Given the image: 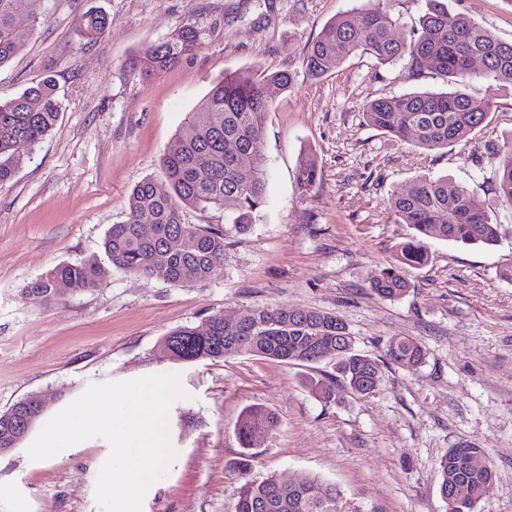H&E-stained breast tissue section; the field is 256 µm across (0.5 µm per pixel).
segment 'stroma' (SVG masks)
<instances>
[{"mask_svg":"<svg viewBox=\"0 0 512 512\" xmlns=\"http://www.w3.org/2000/svg\"><path fill=\"white\" fill-rule=\"evenodd\" d=\"M512 41L507 0H443ZM352 0H32L37 23L21 30L13 61L0 68V99L54 75L62 99L55 130L25 153L0 187V411L29 396L54 416L90 384L177 373L186 399L169 413L177 457L148 490L142 512H232L248 474L336 483L342 512H445L438 462L456 443L483 448L496 469L478 512H512V207L497 205L493 152L512 133V87L470 83L490 100L487 127L462 142L425 151L366 126L378 98L443 84L406 64L376 66L351 57L314 79L303 64L323 24ZM103 10L108 28L83 38L79 16ZM200 45L177 67L143 81L127 72L142 45L166 39L182 21ZM248 70L286 71L288 89L270 87L265 119V202L250 230L229 225L232 205L188 210L190 224L223 227L224 269L214 279L175 286L111 270L96 288L63 290L43 303L26 285L53 266L102 257L111 225L122 223L132 189L162 176L160 158L214 81ZM320 169L308 193L296 185L303 154ZM449 176L499 226V241L472 247L438 241L426 266L407 269L409 293L380 298L374 277L396 262L412 234L387 210L393 190ZM335 313L357 350L381 358L393 338L425 347L424 364L384 363L376 390L337 386L315 398L311 379L333 378L332 361L286 365L248 356L181 363L159 352L170 332L214 314L231 321L262 307ZM275 415L276 431L242 448L234 432L245 407ZM110 453L100 438L52 458L25 449L0 456V512H100L99 470Z\"/></svg>","mask_w":512,"mask_h":512,"instance_id":"1","label":"stroma"}]
</instances>
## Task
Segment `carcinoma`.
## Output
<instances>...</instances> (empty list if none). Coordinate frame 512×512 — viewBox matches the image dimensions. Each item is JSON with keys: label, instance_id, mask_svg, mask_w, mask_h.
Masks as SVG:
<instances>
[{"label": "carcinoma", "instance_id": "obj_1", "mask_svg": "<svg viewBox=\"0 0 512 512\" xmlns=\"http://www.w3.org/2000/svg\"><path fill=\"white\" fill-rule=\"evenodd\" d=\"M354 6L336 15L321 29L305 59L307 74L320 78L336 70L347 58L368 56L380 65L406 62L412 70L428 69L454 90L414 91L378 98L365 108L367 125L419 148L435 150L462 141L489 123L491 104L460 89L468 80L512 86V42L466 16L448 19L438 0H428L419 27L404 39L391 31L395 22L380 5ZM35 19L29 0H0V68L21 50L17 32L32 27ZM83 36L99 38L107 29V17L94 9L79 18ZM200 43L192 21L184 22L169 37L136 51L126 62L128 72L146 81L173 69L192 55ZM479 56L484 68L472 71L466 60ZM293 77L286 71L236 72L212 87L186 120L194 133L179 137L161 157L164 179H145L128 198L127 217L108 230L102 262L90 258L76 264H61L30 282L24 293L45 302L59 298L56 282L65 281L73 292L97 286L116 269L156 278L176 286L205 282L224 268V230L212 225L188 224V208H220L233 203V224L246 231L265 200L267 170L263 153L265 117L271 104L267 86L290 87ZM62 106L59 87L47 75L17 96L0 101V186L9 182L24 151L49 135L57 126ZM494 195L512 206V134L494 155ZM319 176L311 154L299 161L297 184L302 193L312 188ZM388 209L400 222L414 230L399 246L397 264L372 281L383 299L394 300L407 292L404 267L420 268L431 257L437 240L466 245H494L499 225L488 210L478 205L470 192L448 176L424 177L396 189ZM151 218L153 234L141 233L140 218ZM163 355L186 362L220 360L249 355L284 364H317L335 361L336 373L361 396L372 394L379 383L380 359L360 353L353 337L336 314L322 310L261 307L227 339L224 316L216 314L195 327H183L162 338ZM339 350V356L332 351ZM393 365L415 367L423 363L425 351L408 337L390 342L385 353ZM316 397L336 401L334 383L310 381ZM0 412V449L27 432L25 417L16 408ZM276 427L274 416L261 407H249L235 425L244 448L259 432ZM242 485L234 512H341L340 490L318 477H303L288 483L276 476L262 481L247 477V463L236 464ZM439 494L446 512H477L480 501L491 490L495 470L483 449L459 442L438 463Z\"/></svg>", "mask_w": 512, "mask_h": 512}]
</instances>
